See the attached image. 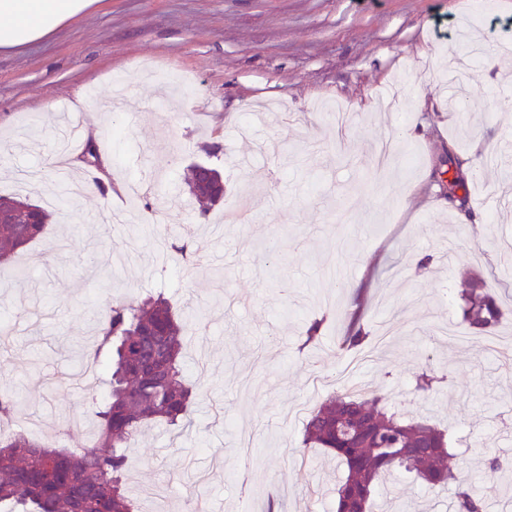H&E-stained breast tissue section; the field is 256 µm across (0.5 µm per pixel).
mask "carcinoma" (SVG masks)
<instances>
[{"mask_svg": "<svg viewBox=\"0 0 512 512\" xmlns=\"http://www.w3.org/2000/svg\"><path fill=\"white\" fill-rule=\"evenodd\" d=\"M77 161L94 165L96 185L105 189L104 168L96 148L88 146ZM462 161L448 158V198L466 189ZM187 185L202 204L213 194L197 167L188 169ZM33 220L31 224H0V265L10 266L20 250L45 237L51 215L38 205L14 196L0 201ZM462 295V318L484 332L495 326L501 310L478 275L468 277ZM185 318L159 293L107 307L99 319L94 358L111 367L109 391L96 411L94 444L78 450L55 448L23 432L0 436V505L9 512H137L126 487L127 448L145 428L160 423L174 429L190 425L194 388L184 376ZM370 333L354 318L336 344L339 353L359 350ZM18 405L10 390H0V419ZM301 447L322 448L345 466L336 488V512H375L384 479L401 472L415 474L427 494L448 491L453 512H485L489 494L475 492L461 472L448 466L450 439L424 417H409L389 406L377 389L365 393L332 392L309 413L302 427ZM485 467L504 476L512 463L488 454Z\"/></svg>", "mask_w": 512, "mask_h": 512, "instance_id": "cac0c4a2", "label": "carcinoma"}]
</instances>
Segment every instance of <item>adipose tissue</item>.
Returning <instances> with one entry per match:
<instances>
[{
    "label": "adipose tissue",
    "mask_w": 512,
    "mask_h": 512,
    "mask_svg": "<svg viewBox=\"0 0 512 512\" xmlns=\"http://www.w3.org/2000/svg\"><path fill=\"white\" fill-rule=\"evenodd\" d=\"M97 0H0V50L49 38L93 10Z\"/></svg>",
    "instance_id": "obj_1"
}]
</instances>
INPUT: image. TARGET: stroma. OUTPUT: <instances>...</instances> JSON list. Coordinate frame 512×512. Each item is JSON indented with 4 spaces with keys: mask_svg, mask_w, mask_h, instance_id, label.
I'll return each mask as SVG.
<instances>
[{
    "mask_svg": "<svg viewBox=\"0 0 512 512\" xmlns=\"http://www.w3.org/2000/svg\"><path fill=\"white\" fill-rule=\"evenodd\" d=\"M512 0H101L51 38L0 52V193L50 211L48 242L0 269V389L32 418L89 445L93 413L75 375L97 314L164 293L198 320L185 372L192 427L157 425L129 455L127 486L175 512L187 486L206 512H335L336 462L300 453L288 407L312 373L335 391L381 388L400 406L432 367V420L468 450L476 490L485 453L512 460V362L461 324L458 292L480 274L509 311L512 345ZM459 77L466 117L448 109ZM94 143L120 191L70 168L66 120ZM222 146L219 155L206 144ZM468 198L439 187L449 153ZM224 174L201 214L190 165ZM78 182L79 194L63 192ZM192 261L176 253L181 244ZM22 276H15V269ZM322 340L303 347L307 324ZM382 349L337 353L353 319Z\"/></svg>",
    "mask_w": 512,
    "mask_h": 512,
    "instance_id": "1",
    "label": "stroma"
}]
</instances>
